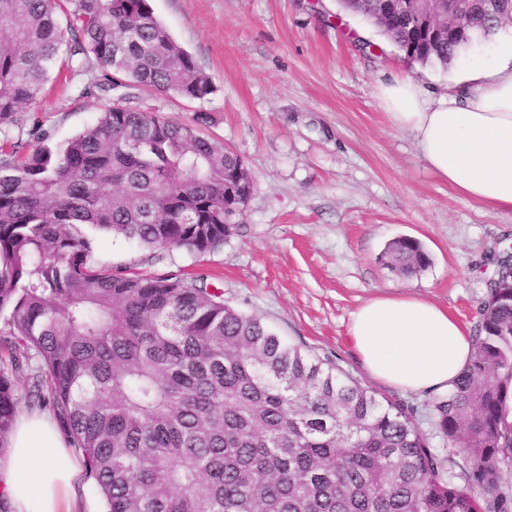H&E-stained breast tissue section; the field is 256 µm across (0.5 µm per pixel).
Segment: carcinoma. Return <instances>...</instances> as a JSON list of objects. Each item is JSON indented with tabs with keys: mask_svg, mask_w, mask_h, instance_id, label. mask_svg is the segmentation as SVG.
<instances>
[{
	"mask_svg": "<svg viewBox=\"0 0 512 512\" xmlns=\"http://www.w3.org/2000/svg\"><path fill=\"white\" fill-rule=\"evenodd\" d=\"M346 10L369 18L377 4ZM511 12L499 0L465 36L427 46L413 13L381 28L406 57L446 64ZM92 58L104 73L82 96H122L56 147L0 155V452L25 401L51 407L109 512H512L499 469L512 454V261L488 284L468 365L433 402L465 456L456 484L411 412L231 306L204 274L94 266L83 226L151 250L223 246L237 229L224 215L253 181L201 135L207 114L178 123L131 105L139 87L214 92L149 0H0V123L55 67ZM381 259L404 278L431 265L410 237Z\"/></svg>",
	"mask_w": 512,
	"mask_h": 512,
	"instance_id": "carcinoma-1",
	"label": "carcinoma"
}]
</instances>
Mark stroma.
<instances>
[{"label":"stroma","instance_id":"obj_1","mask_svg":"<svg viewBox=\"0 0 512 512\" xmlns=\"http://www.w3.org/2000/svg\"><path fill=\"white\" fill-rule=\"evenodd\" d=\"M158 20L211 78L202 100L149 89L134 103L174 122L199 112L202 133L236 153L253 191L236 234L203 255L151 250L121 238L93 236L98 265L143 275L206 269L232 306L256 315L288 342L331 361L377 395L410 410L450 474L463 459L437 433L427 392H400L371 379L352 347L351 316L381 293H410L475 328L497 261L512 255V211L464 198L422 158L413 135L394 126L378 98L401 79L425 92L495 61L507 26L474 41L448 65L408 60L362 16L337 0H150ZM50 80L21 124H0V141L48 145L91 125L103 100L79 95L98 77ZM422 243L430 267L404 279L381 260L398 237Z\"/></svg>","mask_w":512,"mask_h":512}]
</instances>
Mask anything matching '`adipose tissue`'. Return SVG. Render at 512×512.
Masks as SVG:
<instances>
[{"label": "adipose tissue", "instance_id": "obj_1", "mask_svg": "<svg viewBox=\"0 0 512 512\" xmlns=\"http://www.w3.org/2000/svg\"><path fill=\"white\" fill-rule=\"evenodd\" d=\"M380 100L449 186L486 208L512 209V40L500 43L492 66L438 95L404 79L382 87ZM349 336L366 372L402 392L448 391L474 350L473 336L446 310L410 295L367 300ZM8 441L0 493L14 512H100L52 415L19 416Z\"/></svg>", "mask_w": 512, "mask_h": 512}]
</instances>
